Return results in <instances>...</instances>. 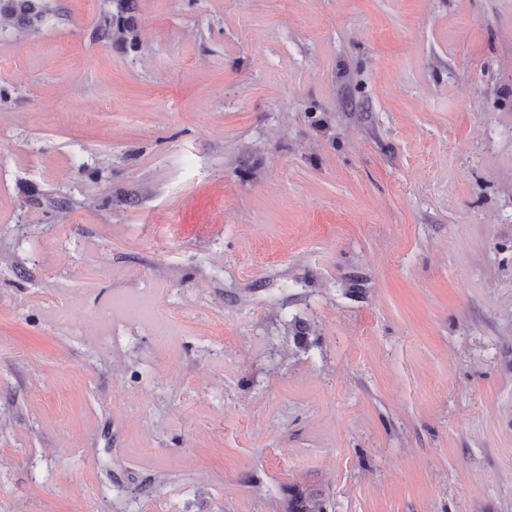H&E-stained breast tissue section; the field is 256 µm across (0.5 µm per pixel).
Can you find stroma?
I'll return each instance as SVG.
<instances>
[{
	"instance_id": "35a3bbf8",
	"label": "stroma",
	"mask_w": 512,
	"mask_h": 512,
	"mask_svg": "<svg viewBox=\"0 0 512 512\" xmlns=\"http://www.w3.org/2000/svg\"><path fill=\"white\" fill-rule=\"evenodd\" d=\"M47 5L0 19V512H512V0ZM124 1L126 0H113L112 2L116 4L117 12L114 14L109 13L102 21L100 25V33L101 37L104 40L112 41V33H117L119 35L124 34L125 32H130V27L127 22V17L124 15L126 10ZM326 496L316 483L288 486L287 512H325Z\"/></svg>"
}]
</instances>
